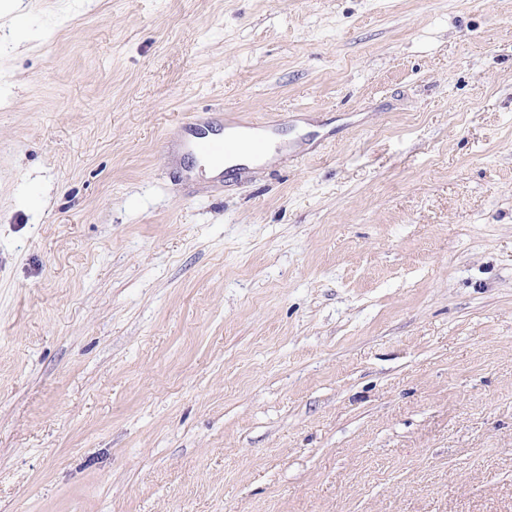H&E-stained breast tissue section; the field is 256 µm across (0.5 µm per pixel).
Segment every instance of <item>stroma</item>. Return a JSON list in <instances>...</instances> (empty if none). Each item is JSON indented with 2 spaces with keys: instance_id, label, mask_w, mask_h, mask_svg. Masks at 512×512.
Listing matches in <instances>:
<instances>
[{
  "instance_id": "stroma-1",
  "label": "stroma",
  "mask_w": 512,
  "mask_h": 512,
  "mask_svg": "<svg viewBox=\"0 0 512 512\" xmlns=\"http://www.w3.org/2000/svg\"><path fill=\"white\" fill-rule=\"evenodd\" d=\"M16 2L0 512H512V0ZM226 128L231 127L243 132L240 137L225 139L223 141L206 140L200 130L199 116L192 115L182 124L188 137L184 141V147L188 152L197 154H209L228 157L240 151H247L256 158L264 157L269 145L274 143L271 134L263 129L260 124L271 126L272 122H256L253 119L241 117L226 118Z\"/></svg>"
}]
</instances>
